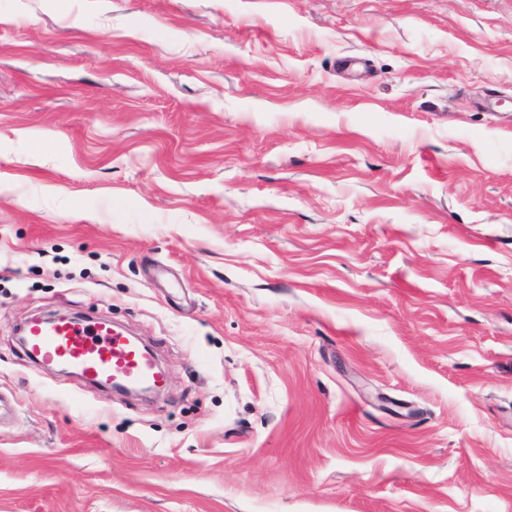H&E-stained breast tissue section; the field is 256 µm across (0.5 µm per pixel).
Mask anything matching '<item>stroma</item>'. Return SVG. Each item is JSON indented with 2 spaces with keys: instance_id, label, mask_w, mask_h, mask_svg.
Returning a JSON list of instances; mask_svg holds the SVG:
<instances>
[{
  "instance_id": "1",
  "label": "stroma",
  "mask_w": 512,
  "mask_h": 512,
  "mask_svg": "<svg viewBox=\"0 0 512 512\" xmlns=\"http://www.w3.org/2000/svg\"><path fill=\"white\" fill-rule=\"evenodd\" d=\"M0 396V512H512V0H0ZM23 336V350L29 359L65 366L89 382L160 381L153 355L106 320L33 318L26 322Z\"/></svg>"
}]
</instances>
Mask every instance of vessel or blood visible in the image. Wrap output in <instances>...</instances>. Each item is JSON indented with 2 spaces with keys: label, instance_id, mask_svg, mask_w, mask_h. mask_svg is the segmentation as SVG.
Wrapping results in <instances>:
<instances>
[{
  "label": "vessel or blood",
  "instance_id": "1",
  "mask_svg": "<svg viewBox=\"0 0 512 512\" xmlns=\"http://www.w3.org/2000/svg\"><path fill=\"white\" fill-rule=\"evenodd\" d=\"M23 336L29 359L65 366L91 382L144 384L160 379L152 354L105 320L34 318Z\"/></svg>",
  "mask_w": 512,
  "mask_h": 512
}]
</instances>
